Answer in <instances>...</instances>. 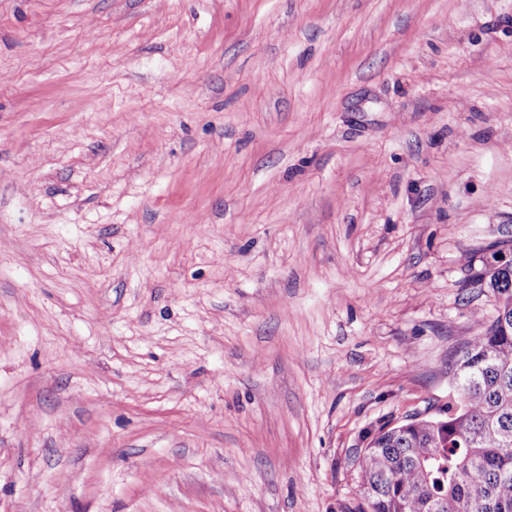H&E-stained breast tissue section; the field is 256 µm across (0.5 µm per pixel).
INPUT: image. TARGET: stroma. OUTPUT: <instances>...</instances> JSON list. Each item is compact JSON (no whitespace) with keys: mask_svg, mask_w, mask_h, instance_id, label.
Instances as JSON below:
<instances>
[{"mask_svg":"<svg viewBox=\"0 0 512 512\" xmlns=\"http://www.w3.org/2000/svg\"><path fill=\"white\" fill-rule=\"evenodd\" d=\"M512 239V0H0V512H356Z\"/></svg>","mask_w":512,"mask_h":512,"instance_id":"obj_1","label":"stroma"}]
</instances>
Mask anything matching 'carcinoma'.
<instances>
[{"instance_id":"cac0c4a2","label":"carcinoma","mask_w":512,"mask_h":512,"mask_svg":"<svg viewBox=\"0 0 512 512\" xmlns=\"http://www.w3.org/2000/svg\"><path fill=\"white\" fill-rule=\"evenodd\" d=\"M477 282L497 314L448 367L457 400L369 433L355 456L358 512H512V266Z\"/></svg>"}]
</instances>
